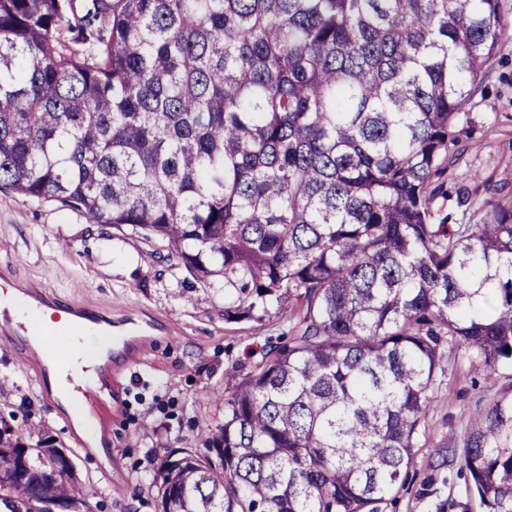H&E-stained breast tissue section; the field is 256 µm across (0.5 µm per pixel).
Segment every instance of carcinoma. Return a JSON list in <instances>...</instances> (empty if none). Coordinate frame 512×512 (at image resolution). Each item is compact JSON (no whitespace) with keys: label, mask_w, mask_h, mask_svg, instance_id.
Here are the masks:
<instances>
[{"label":"carcinoma","mask_w":512,"mask_h":512,"mask_svg":"<svg viewBox=\"0 0 512 512\" xmlns=\"http://www.w3.org/2000/svg\"><path fill=\"white\" fill-rule=\"evenodd\" d=\"M509 45L501 0H0V188L162 243L227 322L291 324L231 368L205 451L154 470L161 512H378L444 343L512 365V202L445 213ZM462 455L512 512V390ZM27 462L0 512H90L54 444Z\"/></svg>","instance_id":"1"}]
</instances>
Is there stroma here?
<instances>
[{
    "label": "stroma",
    "instance_id": "35a3bbf8",
    "mask_svg": "<svg viewBox=\"0 0 512 512\" xmlns=\"http://www.w3.org/2000/svg\"><path fill=\"white\" fill-rule=\"evenodd\" d=\"M471 111L478 130L454 168L465 183H486L512 200V46L506 47ZM21 287L37 284L58 303L79 301L106 313L113 334L143 337L149 346L112 374V406L98 420L105 457L93 453L70 417L40 388L22 339L0 340V421L29 445L52 438L65 449L92 512H158L157 490L145 475L168 452L201 450L224 408L208 398L224 391L226 372L259 361L268 339L287 335L288 323H228L224 295L191 287L183 271L164 259L160 245L92 224L57 202H38L0 189V265ZM443 373L420 430L415 464L381 512H448L468 502L461 473L462 447L476 411L512 386V368L476 370L463 348H444ZM448 454V482L438 496L422 483L437 451Z\"/></svg>",
    "mask_w": 512,
    "mask_h": 512
}]
</instances>
